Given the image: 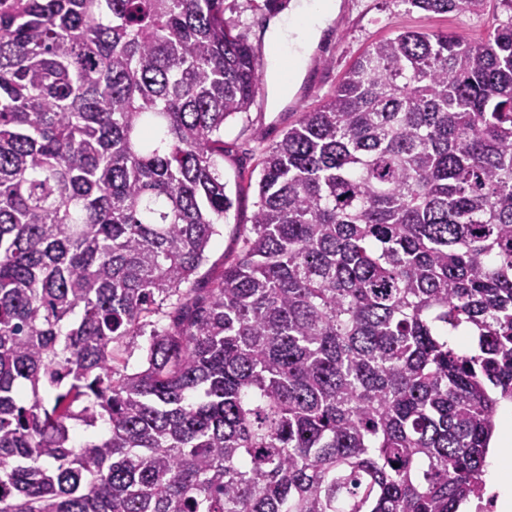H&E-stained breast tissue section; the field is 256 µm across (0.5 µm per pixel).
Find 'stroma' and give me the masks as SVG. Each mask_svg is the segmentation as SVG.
I'll return each instance as SVG.
<instances>
[{
	"label": "stroma",
	"mask_w": 512,
	"mask_h": 512,
	"mask_svg": "<svg viewBox=\"0 0 512 512\" xmlns=\"http://www.w3.org/2000/svg\"><path fill=\"white\" fill-rule=\"evenodd\" d=\"M286 2L224 0V23L232 34L252 46L261 62H268L270 47L263 38L264 30ZM501 14L498 0H488L484 11L477 15L428 14L404 4L403 0H341L339 13L324 32L288 104L281 111H272L269 87L264 84L249 110L225 123L224 180L236 201L211 239L206 261L196 277L198 286L219 277L225 264L237 255L239 230L250 223L257 200L247 181L258 174L265 151L297 122L301 112L313 109L335 91L346 71L372 42L400 30L420 29L459 32L481 41Z\"/></svg>",
	"instance_id": "stroma-1"
}]
</instances>
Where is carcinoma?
<instances>
[{
    "label": "carcinoma",
    "instance_id": "carcinoma-1",
    "mask_svg": "<svg viewBox=\"0 0 512 512\" xmlns=\"http://www.w3.org/2000/svg\"><path fill=\"white\" fill-rule=\"evenodd\" d=\"M500 4L484 41L371 43L266 151L236 261L184 291L234 206L224 122L258 89L224 0H0V512H458L479 494L512 402Z\"/></svg>",
    "mask_w": 512,
    "mask_h": 512
}]
</instances>
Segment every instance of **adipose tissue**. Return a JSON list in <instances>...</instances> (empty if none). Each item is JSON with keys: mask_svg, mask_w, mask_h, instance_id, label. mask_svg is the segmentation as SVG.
Returning a JSON list of instances; mask_svg holds the SVG:
<instances>
[{"mask_svg": "<svg viewBox=\"0 0 512 512\" xmlns=\"http://www.w3.org/2000/svg\"><path fill=\"white\" fill-rule=\"evenodd\" d=\"M339 9L340 0H290L278 15L269 20L264 32L265 41L274 47L287 38L293 45L288 65L276 63L269 69L268 80L275 98L288 96L310 50L318 43Z\"/></svg>", "mask_w": 512, "mask_h": 512, "instance_id": "1", "label": "adipose tissue"}]
</instances>
